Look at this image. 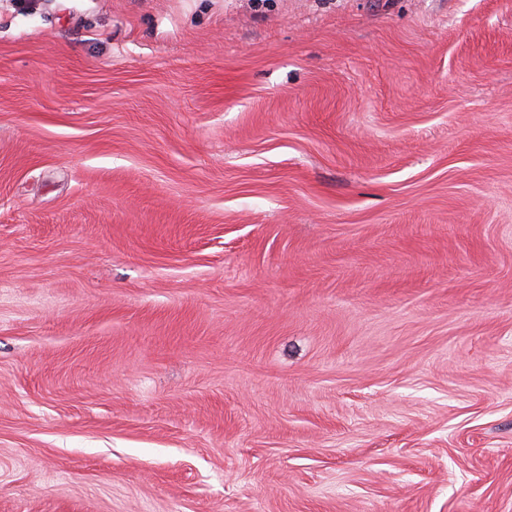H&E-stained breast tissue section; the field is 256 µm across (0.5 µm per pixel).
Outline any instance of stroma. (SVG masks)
I'll use <instances>...</instances> for the list:
<instances>
[{
	"mask_svg": "<svg viewBox=\"0 0 512 512\" xmlns=\"http://www.w3.org/2000/svg\"><path fill=\"white\" fill-rule=\"evenodd\" d=\"M0 512H512V0H0Z\"/></svg>",
	"mask_w": 512,
	"mask_h": 512,
	"instance_id": "35a3bbf8",
	"label": "stroma"
}]
</instances>
